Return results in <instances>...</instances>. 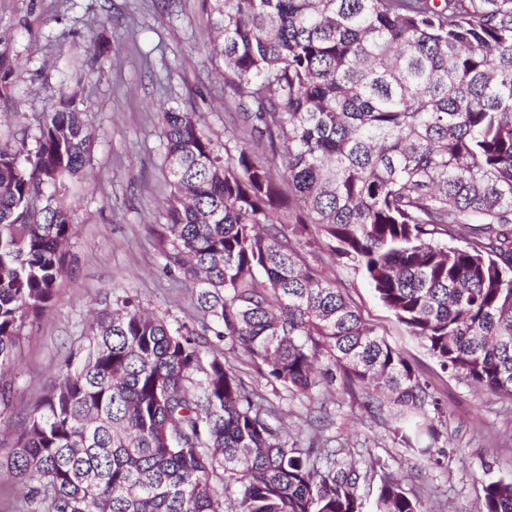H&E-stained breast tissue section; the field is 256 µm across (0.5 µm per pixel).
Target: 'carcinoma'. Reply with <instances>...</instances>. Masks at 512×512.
<instances>
[{"label": "carcinoma", "mask_w": 512, "mask_h": 512, "mask_svg": "<svg viewBox=\"0 0 512 512\" xmlns=\"http://www.w3.org/2000/svg\"><path fill=\"white\" fill-rule=\"evenodd\" d=\"M203 4L239 132L221 150L164 112L172 191L152 229L201 317L174 327L125 297L97 319L0 463L20 512H363L354 463L288 447L286 422L273 434L240 352L274 390L367 389L433 461L422 412L438 400L305 243L354 263L443 369L512 399V0ZM75 97L64 85L32 116L35 150L0 148V408L92 167ZM372 512L426 510L387 473ZM482 512H512V481L484 483Z\"/></svg>", "instance_id": "obj_1"}]
</instances>
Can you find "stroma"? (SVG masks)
Wrapping results in <instances>:
<instances>
[{"mask_svg": "<svg viewBox=\"0 0 512 512\" xmlns=\"http://www.w3.org/2000/svg\"><path fill=\"white\" fill-rule=\"evenodd\" d=\"M209 33L202 0H0V41L13 64L0 93V145L35 148L32 116L57 102L67 82L77 83L76 105L95 137L56 300L22 331L12 404L0 413L2 461L68 353L88 346L92 311L103 300L132 296L173 324L199 315L189 292L163 273L150 228L163 223L171 191L163 112L194 113L219 145L234 129L224 59L207 49ZM327 264L365 322L402 352L439 401L435 460L406 449L386 412L367 409L362 397L321 389L310 399L262 385L288 423L289 444L304 448L317 437L337 459L355 462L365 503L389 472L428 512H480L484 482L512 478V400L444 372L353 266Z\"/></svg>", "mask_w": 512, "mask_h": 512, "instance_id": "obj_1", "label": "stroma"}]
</instances>
